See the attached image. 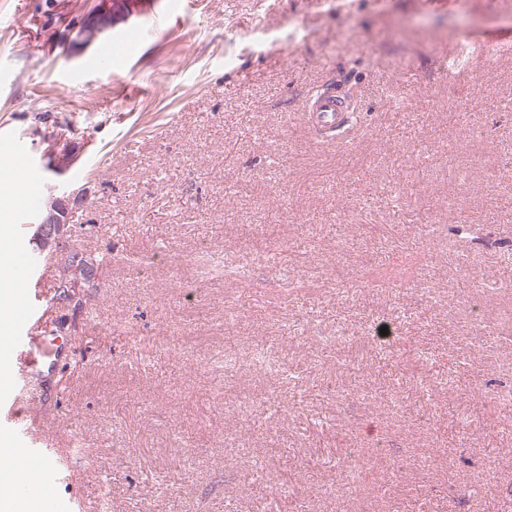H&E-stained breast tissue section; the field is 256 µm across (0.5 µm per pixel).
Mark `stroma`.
<instances>
[{
    "label": "stroma",
    "instance_id": "obj_1",
    "mask_svg": "<svg viewBox=\"0 0 512 512\" xmlns=\"http://www.w3.org/2000/svg\"><path fill=\"white\" fill-rule=\"evenodd\" d=\"M92 6L0 0V158L48 187L41 138L79 146L70 249L107 256L86 307H44L32 412L71 457L37 512H281L255 481L298 512H512V0H113L87 43ZM325 83L360 119L339 146L302 117ZM230 336L284 375L219 372ZM96 6L85 16L79 35L90 42L112 28V0H95Z\"/></svg>",
    "mask_w": 512,
    "mask_h": 512
}]
</instances>
